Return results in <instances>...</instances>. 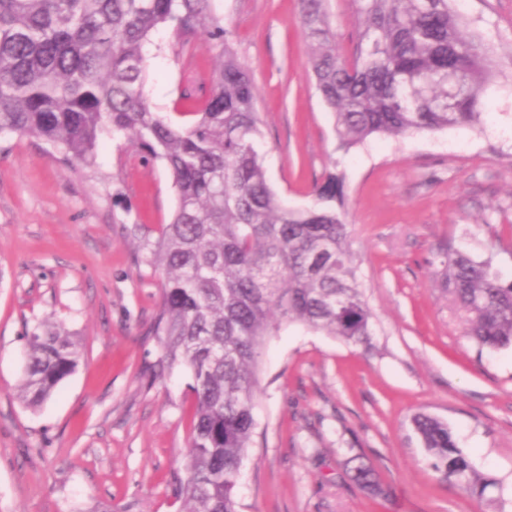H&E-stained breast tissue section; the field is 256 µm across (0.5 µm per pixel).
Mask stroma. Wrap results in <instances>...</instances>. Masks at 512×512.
Returning a JSON list of instances; mask_svg holds the SVG:
<instances>
[{
	"instance_id": "obj_1",
	"label": "stroma",
	"mask_w": 512,
	"mask_h": 512,
	"mask_svg": "<svg viewBox=\"0 0 512 512\" xmlns=\"http://www.w3.org/2000/svg\"><path fill=\"white\" fill-rule=\"evenodd\" d=\"M213 7L259 91L271 187L303 207L314 183L342 177L374 328L369 351L297 324L268 337L238 512H512V348L478 355L437 260L452 245L512 276V0H469L462 12L464 31L493 52L479 127L347 151L311 77L296 0ZM219 53L203 36L183 53L171 29L157 30L146 47L153 110L189 111L181 89L207 87ZM176 205L164 164L127 139L105 136L84 165L42 139L0 136V512H178L191 376L154 373L162 280L127 234L169 223ZM44 320L76 336L82 359L32 410L17 387ZM417 412L448 423L476 471L499 481L495 499L432 469ZM355 457L376 466L386 496L351 481Z\"/></svg>"
}]
</instances>
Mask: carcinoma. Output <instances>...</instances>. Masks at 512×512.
<instances>
[{
	"instance_id": "1",
	"label": "carcinoma",
	"mask_w": 512,
	"mask_h": 512,
	"mask_svg": "<svg viewBox=\"0 0 512 512\" xmlns=\"http://www.w3.org/2000/svg\"><path fill=\"white\" fill-rule=\"evenodd\" d=\"M361 23L336 46L324 0H298L317 90L348 150L377 135L400 137L481 123V92L494 76L489 46L461 31L454 0H352ZM161 27L186 50L201 34L220 47L209 93L177 119L143 94L144 47ZM257 89L237 58L213 0H0V135L43 139L67 161L90 164L104 135L124 136L161 161L177 191L156 235L132 225L144 263L163 277L149 329L159 365L186 366L193 397L180 512H237L235 489L251 447L258 358L280 325L298 323L359 347L373 314L349 241L343 182L334 173L291 208L271 188L258 144ZM444 283L467 316L478 352L512 346V278L456 248L439 253ZM79 342L53 323L28 336L19 397L41 407L78 368ZM422 447L450 484L484 496L494 479L475 471L448 424L412 417ZM353 479L386 490L360 463Z\"/></svg>"
}]
</instances>
